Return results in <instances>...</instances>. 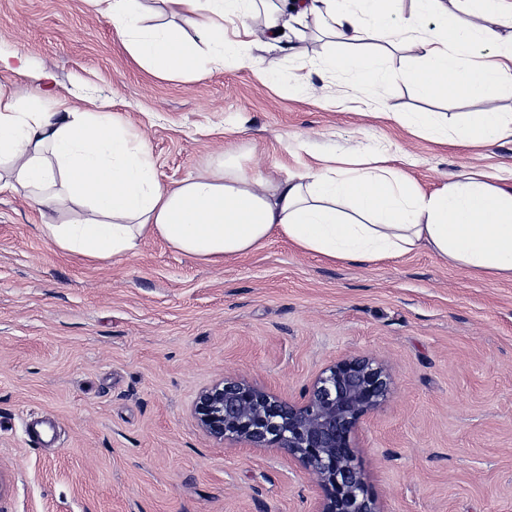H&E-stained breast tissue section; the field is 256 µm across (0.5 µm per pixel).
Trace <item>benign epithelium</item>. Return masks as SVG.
<instances>
[{"instance_id":"obj_1","label":"benign epithelium","mask_w":512,"mask_h":512,"mask_svg":"<svg viewBox=\"0 0 512 512\" xmlns=\"http://www.w3.org/2000/svg\"><path fill=\"white\" fill-rule=\"evenodd\" d=\"M389 389L382 366L349 355L324 369L299 404L226 379L199 395L194 413L217 440L287 453L315 477L317 512H382L358 465L354 435Z\"/></svg>"}]
</instances>
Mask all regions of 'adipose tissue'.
<instances>
[{"mask_svg": "<svg viewBox=\"0 0 512 512\" xmlns=\"http://www.w3.org/2000/svg\"><path fill=\"white\" fill-rule=\"evenodd\" d=\"M111 21L129 55L148 71L180 79L201 58L224 63L228 53L251 62L248 44L224 35V18L246 16L257 0H162L204 36L190 42L177 26L146 28L139 0H89ZM396 0H270L264 45L282 48L290 36L283 17L312 16L334 39L328 62L362 85L401 81L422 97L456 93L496 96L512 81V40L497 29L512 18V0H455L464 24L429 27L445 16L442 0H411L394 22ZM407 41L421 65L391 70L377 54L353 56L361 41ZM496 49L478 63V45ZM13 70L21 85L0 86V189L24 193L53 210L70 202L80 215L48 224L47 238L70 253L116 258L133 253L148 235L203 262L247 255L279 236L298 250L330 260L397 258L425 246L442 259L491 277L512 278V188L473 173L424 193L398 170L377 166L355 147L335 165L270 179L242 172L234 158L220 171L161 185L147 142L112 113L80 112L39 91L48 81L25 62ZM457 143L512 138V113L481 112L454 126Z\"/></svg>", "mask_w": 512, "mask_h": 512, "instance_id": "1", "label": "adipose tissue"}]
</instances>
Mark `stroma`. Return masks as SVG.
<instances>
[{
    "label": "stroma",
    "instance_id": "35a3bbf8",
    "mask_svg": "<svg viewBox=\"0 0 512 512\" xmlns=\"http://www.w3.org/2000/svg\"><path fill=\"white\" fill-rule=\"evenodd\" d=\"M299 30L287 52L252 45L259 68L229 57L171 80L134 62L88 0H0V55L24 53L68 106L104 104L164 185L228 155L300 175L356 144L426 193L467 172L512 184V140L447 145L395 118L512 113V87L483 100L364 87L330 67L314 18ZM76 216L0 191V512H316L311 475L280 449L214 440L194 405L227 377L299 402L350 353L393 379L356 437L384 512H512V278L425 247L335 263L278 236L215 264L151 236L88 259L41 231Z\"/></svg>",
    "mask_w": 512,
    "mask_h": 512
}]
</instances>
